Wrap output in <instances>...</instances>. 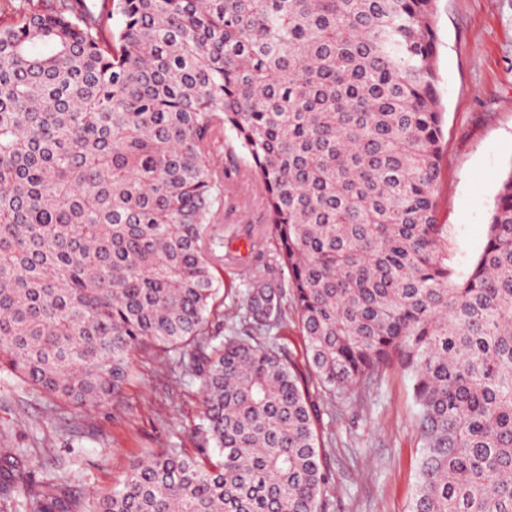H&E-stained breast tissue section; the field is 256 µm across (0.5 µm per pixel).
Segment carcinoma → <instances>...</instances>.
Wrapping results in <instances>:
<instances>
[{
	"mask_svg": "<svg viewBox=\"0 0 512 512\" xmlns=\"http://www.w3.org/2000/svg\"><path fill=\"white\" fill-rule=\"evenodd\" d=\"M0 0V371L77 408L133 352L199 379L196 456L163 448L90 512H325L305 379L272 336L208 320V225L235 165L265 190L272 262L245 317L291 300L321 387L407 373L411 512H512V168L469 274L438 222L436 0ZM22 448L0 459L8 497ZM28 512H72L51 492Z\"/></svg>",
	"mask_w": 512,
	"mask_h": 512,
	"instance_id": "obj_1",
	"label": "carcinoma"
}]
</instances>
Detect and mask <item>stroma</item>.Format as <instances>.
<instances>
[{
    "instance_id": "obj_1",
    "label": "stroma",
    "mask_w": 512,
    "mask_h": 512,
    "mask_svg": "<svg viewBox=\"0 0 512 512\" xmlns=\"http://www.w3.org/2000/svg\"><path fill=\"white\" fill-rule=\"evenodd\" d=\"M437 69L444 113L439 219L457 274L482 251L500 176L512 169V0H436ZM264 190L247 165L224 180L207 246L219 290L213 327L255 334L238 316L250 275L286 287V268L270 263ZM177 351L140 348L122 393L77 410L0 372V435L23 448L25 480L0 512H25L52 486L84 512L111 494L133 461L162 448L195 454L203 417L199 382L179 367ZM322 461L331 473L326 512H409L421 443L410 378L388 366L348 395L315 392Z\"/></svg>"
}]
</instances>
